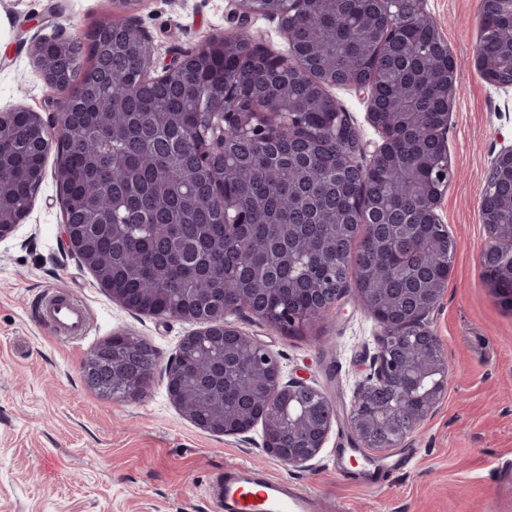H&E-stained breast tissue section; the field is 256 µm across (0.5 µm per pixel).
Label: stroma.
Listing matches in <instances>:
<instances>
[{"label":"stroma","mask_w":512,"mask_h":512,"mask_svg":"<svg viewBox=\"0 0 512 512\" xmlns=\"http://www.w3.org/2000/svg\"><path fill=\"white\" fill-rule=\"evenodd\" d=\"M115 8V0H0V110L56 118L65 94L35 68L31 43L59 33L85 41ZM426 10L458 61L459 88L448 119L455 176L437 208L456 252L430 315L448 364L435 412L381 456L353 450L355 471L345 472L340 452L351 445L352 391L381 331L350 294L312 336L283 335L245 310L233 318L277 355L285 376L316 383L334 405L316 471L266 452L261 427L248 444L195 427L170 401L164 377L135 400L87 389L81 366L98 343L124 332L141 336L164 367L197 325L121 307L64 252L52 152L29 215L0 241V512H218L209 483L236 464L288 479L335 502L336 512H512V312L491 294L479 262L487 242L479 200L491 158L512 143V113L504 111L512 89L488 83L474 65L480 0H426ZM130 11L162 61L238 24L228 0H133ZM51 291L83 303L86 336L58 339L37 319Z\"/></svg>","instance_id":"1"}]
</instances>
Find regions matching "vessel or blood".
I'll use <instances>...</instances> for the list:
<instances>
[{"instance_id": "vessel-or-blood-1", "label": "vessel or blood", "mask_w": 512, "mask_h": 512, "mask_svg": "<svg viewBox=\"0 0 512 512\" xmlns=\"http://www.w3.org/2000/svg\"><path fill=\"white\" fill-rule=\"evenodd\" d=\"M38 313L57 336L74 339L87 331L85 308L68 294H47ZM213 492L220 512H332L330 507L295 490L288 481L234 465L217 474Z\"/></svg>"}]
</instances>
